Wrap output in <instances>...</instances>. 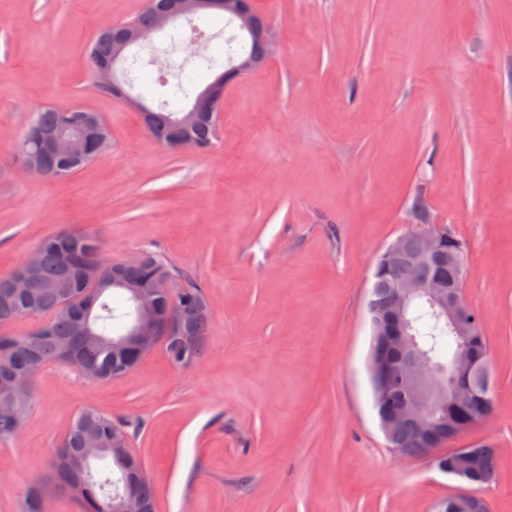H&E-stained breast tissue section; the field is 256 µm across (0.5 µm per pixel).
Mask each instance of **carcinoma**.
Returning <instances> with one entry per match:
<instances>
[{"instance_id":"1","label":"carcinoma","mask_w":512,"mask_h":512,"mask_svg":"<svg viewBox=\"0 0 512 512\" xmlns=\"http://www.w3.org/2000/svg\"><path fill=\"white\" fill-rule=\"evenodd\" d=\"M125 27H112L108 40L100 39L94 53L108 56L112 44L123 38ZM168 102L160 103L155 130L150 137L164 145L170 121L181 116L168 112ZM69 112L46 108L37 113L33 129L47 132L67 122ZM215 112H203L186 128L185 134L196 140L201 148L207 147L216 136ZM30 148L39 154L40 174L51 177L61 175L59 158L39 152L38 143L29 134L20 141L19 149ZM41 260L38 270L27 279L26 288H12V274L0 277V402L11 409L0 410V442L16 438L29 415L34 393L24 397L15 395L8 380L15 374L29 376L35 383L38 373L50 363L70 366L76 360L96 372V381H112L131 373L139 360L130 354L112 351L110 341L138 319L134 298L128 288L110 283L112 274L120 272L123 280L157 291L160 313L181 320L190 336L189 351L183 352L181 337L171 336L163 342V349L176 367L186 362L187 354L193 361L204 354L210 335V317L205 287L185 272H176L159 254H151L131 267H119L103 257V242L99 233L89 231H62L40 244ZM392 291L387 277L374 279L369 291L368 305L382 306ZM38 316L42 321L25 332L10 330L18 321ZM409 333L418 348L436 364L448 367L460 351L462 338L455 327L440 316L427 298L414 296L407 308ZM408 395L395 377L387 406L400 410ZM129 421H119L112 415L94 408L81 411L73 419L64 444L58 446L49 460L45 476L34 480L20 501L17 512H41L45 494L68 496L70 489L82 486V495L76 499L79 512H111L113 497L131 490L143 501L155 503L156 492L148 479L135 480L127 485L132 469L139 465L127 448H90L94 440L112 441L118 432L130 438ZM418 424L408 418L386 439V445L403 450L407 457L419 456L416 442ZM109 459L117 477L97 475L92 461ZM497 475V453L483 446V459L478 471L469 478L470 490L477 494L494 481Z\"/></svg>"}]
</instances>
